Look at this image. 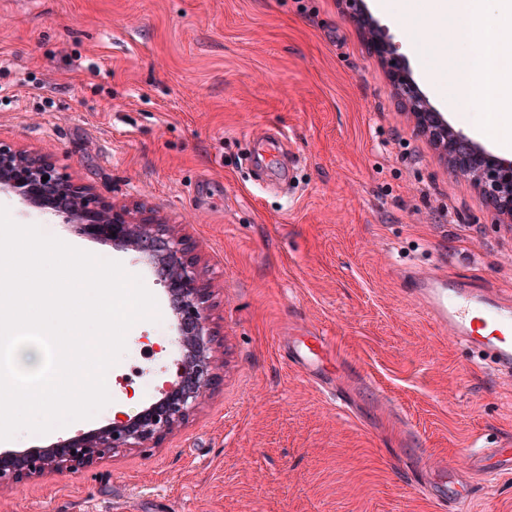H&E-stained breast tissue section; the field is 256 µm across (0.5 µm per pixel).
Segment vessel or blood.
Returning <instances> with one entry per match:
<instances>
[{"mask_svg":"<svg viewBox=\"0 0 512 512\" xmlns=\"http://www.w3.org/2000/svg\"><path fill=\"white\" fill-rule=\"evenodd\" d=\"M400 275L408 295L458 344L486 354L499 371L512 373V298L440 269L405 268ZM288 354L305 372L336 359L334 344L326 336L294 337ZM429 494L438 503H452L456 512H468L471 492L462 485L443 479L431 485Z\"/></svg>","mask_w":512,"mask_h":512,"instance_id":"1","label":"vessel or blood"}]
</instances>
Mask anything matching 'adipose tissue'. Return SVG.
Masks as SVG:
<instances>
[{
    "label": "adipose tissue",
    "mask_w": 512,
    "mask_h": 512,
    "mask_svg": "<svg viewBox=\"0 0 512 512\" xmlns=\"http://www.w3.org/2000/svg\"><path fill=\"white\" fill-rule=\"evenodd\" d=\"M448 13L454 18L449 37L460 49L462 73L449 108L476 95L512 101V84L503 82L494 51L495 45L512 44V0H448Z\"/></svg>",
    "instance_id": "adipose-tissue-1"
}]
</instances>
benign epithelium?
I'll list each match as a JSON object with an SVG mask.
<instances>
[{
	"label": "benign epithelium",
	"mask_w": 512,
	"mask_h": 512,
	"mask_svg": "<svg viewBox=\"0 0 512 512\" xmlns=\"http://www.w3.org/2000/svg\"><path fill=\"white\" fill-rule=\"evenodd\" d=\"M357 18L370 34L369 44L381 57L397 82L402 98L417 117L420 131L448 156L450 167L470 176L472 183L496 216L512 220V160L495 158L461 131H456L430 110L410 79L405 57L386 31L362 14L360 0H348ZM47 181H42L43 176ZM8 188L30 202H53L51 214L64 224H75L83 233L94 225L112 222L120 230L119 246H130L142 257L155 259L170 273L165 282L176 296L181 327L186 336L177 338L185 351L177 363V384L148 411L113 419L110 427L68 443L60 452L19 455L0 461V484L45 470L86 467L111 456L119 448H148L183 424L199 408L204 389L215 378L217 365L209 349L214 336L207 314V284L197 269L184 234L172 224L154 217L127 218L113 207L99 203L86 188L73 185L56 171L55 164L24 149L0 147V189Z\"/></svg>",
	"instance_id": "benign-epithelium-1"
}]
</instances>
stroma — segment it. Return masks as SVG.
<instances>
[{
    "mask_svg": "<svg viewBox=\"0 0 512 512\" xmlns=\"http://www.w3.org/2000/svg\"><path fill=\"white\" fill-rule=\"evenodd\" d=\"M377 15L419 89L499 155L486 102L449 110L460 74L436 0ZM342 0H0V145L77 185L180 225L211 283L217 378L154 448L0 485V512H452L416 486L430 455L468 475L512 448V375L476 360L408 298L397 272L437 266L512 291V223L404 109ZM286 134L298 156L260 150ZM0 205L141 277L160 319L128 332L111 402L0 455L51 452L136 415L176 379L177 319L150 262L0 190ZM332 339L334 391L287 337ZM372 384H365L364 375ZM472 512H512V475L474 485Z\"/></svg>",
    "mask_w": 512,
    "mask_h": 512,
    "instance_id": "1",
    "label": "stroma"
}]
</instances>
